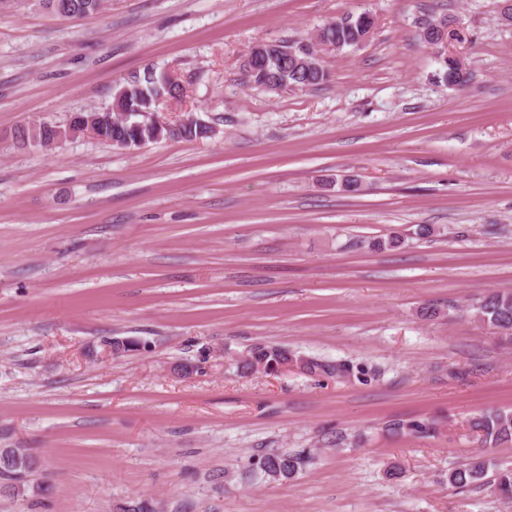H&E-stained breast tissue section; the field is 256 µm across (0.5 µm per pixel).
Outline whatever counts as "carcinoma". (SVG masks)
Listing matches in <instances>:
<instances>
[{
	"label": "carcinoma",
	"mask_w": 512,
	"mask_h": 512,
	"mask_svg": "<svg viewBox=\"0 0 512 512\" xmlns=\"http://www.w3.org/2000/svg\"><path fill=\"white\" fill-rule=\"evenodd\" d=\"M92 0H40V5L52 4V10L58 16L67 19L80 17L85 9L91 7ZM368 32L360 16L347 14L335 21L326 24L316 33L317 41L311 42L317 47L323 38L336 42V46L348 47L350 43L357 42ZM328 77L325 66L320 70L306 69L293 60L270 59L257 69L256 74L248 75L253 85L266 88L273 84L274 91H288L306 89L318 86ZM439 80L448 87L459 90L465 89L470 81L466 68L458 66L453 59L442 61ZM181 87L156 74L152 68H146L141 73H133L116 85L115 95L121 100L112 101L109 110L118 106L122 111L129 113V121L120 125H112V130L105 131L102 140L109 142L113 138L130 137L131 143L143 138L149 143L155 136H170L184 139L204 138L208 136L209 128L197 122L183 125L170 131L156 125H146L145 114L158 111V105L168 98L180 95ZM475 317L478 321L491 327L502 336L512 337V291L489 292L476 299ZM146 343L139 339H114L112 349L116 354H125L138 351ZM288 363V350L274 346L257 345L251 348L248 356L243 360L247 368H263L268 373L276 372L280 366ZM303 367L311 374L324 373L330 376L345 374L351 371L347 363H325L322 361L305 359ZM471 429L477 433L481 444L491 448L502 443L512 442V413L493 412L482 414L471 422ZM388 431L401 434L406 431L429 432L430 428L422 423H405L393 420L388 424ZM308 461V456L302 452L290 453L287 451L265 452L252 462L257 473L269 484L294 479L301 473ZM36 457L27 448L19 452V457L4 456L0 452V481L9 483L16 496L23 497L29 488L27 477L37 468ZM490 462L482 454L470 459L448 471V485L454 488L484 487L491 485L500 496L512 499V468L498 469L495 478L487 480ZM119 512H156V505L149 498L140 497L132 499L119 506Z\"/></svg>",
	"instance_id": "obj_1"
}]
</instances>
